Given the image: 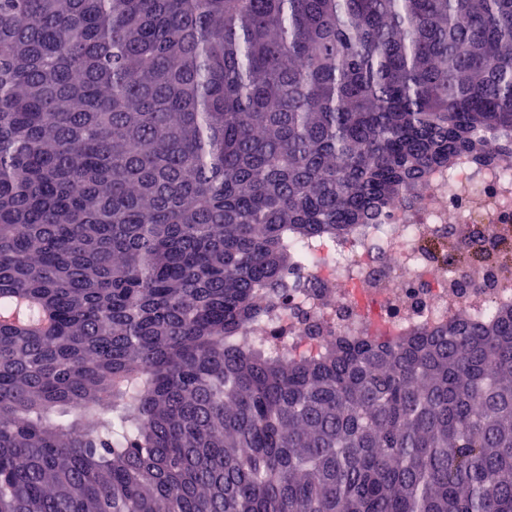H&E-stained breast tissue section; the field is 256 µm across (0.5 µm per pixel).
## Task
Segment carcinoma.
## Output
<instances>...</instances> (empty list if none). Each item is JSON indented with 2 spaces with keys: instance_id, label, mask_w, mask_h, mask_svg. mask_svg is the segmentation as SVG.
<instances>
[{
  "instance_id": "1",
  "label": "carcinoma",
  "mask_w": 512,
  "mask_h": 512,
  "mask_svg": "<svg viewBox=\"0 0 512 512\" xmlns=\"http://www.w3.org/2000/svg\"><path fill=\"white\" fill-rule=\"evenodd\" d=\"M469 162L512 168V0H0V512H512V301L244 340Z\"/></svg>"
}]
</instances>
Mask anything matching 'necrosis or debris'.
<instances>
[{"label":"necrosis or debris","instance_id":"4bbe7bcc","mask_svg":"<svg viewBox=\"0 0 512 512\" xmlns=\"http://www.w3.org/2000/svg\"><path fill=\"white\" fill-rule=\"evenodd\" d=\"M480 179L482 193L476 200L468 178H461L452 190L447 178L431 177L415 208H393L386 223L368 225L366 231L326 246L305 247L299 273L328 286V297L318 301L305 293L289 294L275 319L249 328L250 340L280 348L308 346L312 339L302 321L306 315L340 334L363 327L392 334L405 327L448 320L460 306L481 316L493 312L502 299H512V276L497 279L485 270L473 287L459 288L434 254L423 247L432 230L451 227L468 239L475 230H482L487 246L498 244L501 225L479 228L472 218L480 212H496L502 196L512 197V170L484 173ZM376 236L387 243L384 255H376L371 247Z\"/></svg>","mask_w":512,"mask_h":512}]
</instances>
